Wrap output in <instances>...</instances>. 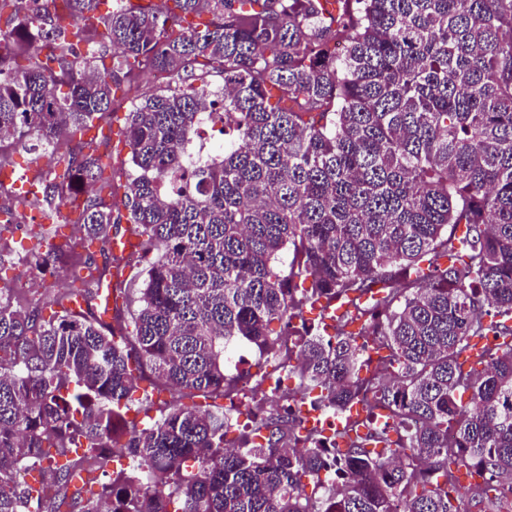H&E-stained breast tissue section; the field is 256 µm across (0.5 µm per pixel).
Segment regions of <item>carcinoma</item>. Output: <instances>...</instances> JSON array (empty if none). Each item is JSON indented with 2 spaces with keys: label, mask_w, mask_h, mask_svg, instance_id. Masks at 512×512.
Returning a JSON list of instances; mask_svg holds the SVG:
<instances>
[{
  "label": "carcinoma",
  "mask_w": 512,
  "mask_h": 512,
  "mask_svg": "<svg viewBox=\"0 0 512 512\" xmlns=\"http://www.w3.org/2000/svg\"><path fill=\"white\" fill-rule=\"evenodd\" d=\"M64 2L0 0V133L55 149L112 127L121 91L126 214L78 199L112 166L106 139L57 153L41 210L77 203L107 255L124 218L158 256L131 332L93 309L108 273L90 254L70 255L81 287L50 296L49 317L0 306V512H459V466L492 512L512 482V341L460 358L475 336L512 338V0ZM141 69L163 85L142 90ZM213 112L224 154L194 160ZM46 233L28 232L44 267ZM322 297L347 303L328 337L303 315ZM285 335L296 388L225 449L224 400L264 396L238 388L227 353L276 359ZM147 369L191 404L140 424ZM313 393L362 404L369 435L338 432L328 452L287 404ZM120 423L129 439L109 449ZM125 452L137 466L109 470ZM332 467L335 487L308 494L302 478Z\"/></svg>",
  "instance_id": "cac0c4a2"
}]
</instances>
